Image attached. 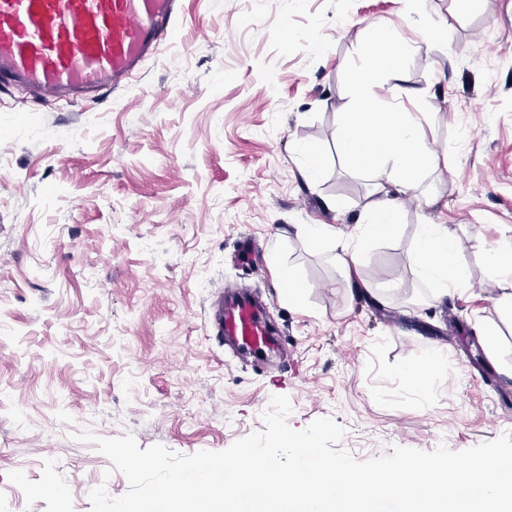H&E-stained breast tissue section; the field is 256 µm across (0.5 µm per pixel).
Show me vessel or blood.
Instances as JSON below:
<instances>
[{"label":"vessel or blood","mask_w":512,"mask_h":512,"mask_svg":"<svg viewBox=\"0 0 512 512\" xmlns=\"http://www.w3.org/2000/svg\"><path fill=\"white\" fill-rule=\"evenodd\" d=\"M174 10V0H0V82L39 100L122 87L171 37ZM215 324L235 355L264 364L288 355L263 302L238 285L225 286Z\"/></svg>","instance_id":"b4317fda"}]
</instances>
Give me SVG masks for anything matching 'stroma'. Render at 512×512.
Returning <instances> with one entry per match:
<instances>
[{"label":"stroma","instance_id":"obj_1","mask_svg":"<svg viewBox=\"0 0 512 512\" xmlns=\"http://www.w3.org/2000/svg\"><path fill=\"white\" fill-rule=\"evenodd\" d=\"M423 17L447 44L412 53L379 93L407 110L431 94L424 127L455 171L427 176L396 232L366 247L353 295L293 227L352 234L387 180L352 169L336 130L377 24L411 40ZM174 26L176 43L116 91L69 104L0 86V512H91L95 486L126 492L75 432L221 451L263 430L275 395L293 429L345 427L360 460L512 432L499 384L465 363L493 324L487 361L512 386L504 273L482 257L512 242V0H178ZM303 142L322 153L319 181L301 173ZM427 222L455 232L469 277L438 305L421 303L412 260ZM243 236L256 265L234 261ZM274 251L304 283L300 305ZM230 283L262 297L287 361L225 353L212 314ZM428 354L448 365L421 391L406 371Z\"/></svg>","mask_w":512,"mask_h":512}]
</instances>
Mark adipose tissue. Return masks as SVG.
Returning <instances> with one entry per match:
<instances>
[{
  "label": "adipose tissue",
  "mask_w": 512,
  "mask_h": 512,
  "mask_svg": "<svg viewBox=\"0 0 512 512\" xmlns=\"http://www.w3.org/2000/svg\"><path fill=\"white\" fill-rule=\"evenodd\" d=\"M447 40V28L426 23L419 27L415 42L387 34L369 44L370 65L354 83L350 110L337 131L336 144L352 168L361 172L383 168L389 172L388 179L370 193L353 237L343 236L331 224L295 227L296 235L329 247L337 268L344 274H353L361 266L365 245L397 229L403 201L417 194L422 177L448 168L447 157L431 148L421 121L431 106L428 95H413V111L402 112L390 106L380 107L375 93L382 77L397 74L412 52L443 46ZM413 262L428 289V303H442L468 285L457 256L456 239L448 225H419Z\"/></svg>",
  "instance_id": "1"
}]
</instances>
